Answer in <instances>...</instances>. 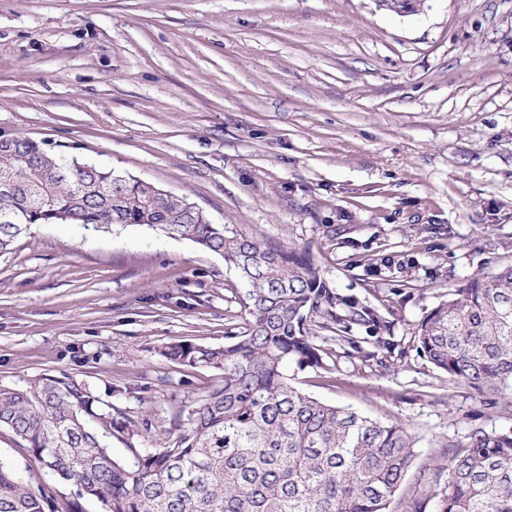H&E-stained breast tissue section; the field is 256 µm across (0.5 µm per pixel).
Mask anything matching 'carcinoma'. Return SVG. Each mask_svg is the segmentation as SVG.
<instances>
[{
  "label": "carcinoma",
  "instance_id": "obj_1",
  "mask_svg": "<svg viewBox=\"0 0 512 512\" xmlns=\"http://www.w3.org/2000/svg\"><path fill=\"white\" fill-rule=\"evenodd\" d=\"M2 214L16 223H0L1 254L35 224L140 226L222 256L245 284L248 318L224 348L165 350L176 363L224 369V385L176 415L167 435L130 463L113 458L88 422L110 435L133 432L134 421L99 407L85 385L62 375L0 390V428L58 480L105 512H389L415 461V437L401 422L302 393L288 370H327L342 355L387 368L403 352L386 318L337 293L306 252L214 224L186 199L133 177L73 170L22 136L0 148ZM350 324L367 325L369 335H342ZM413 342L451 381L500 396L512 414V266L453 294L418 324ZM437 447L447 464L434 512H512L511 430L478 427ZM0 512L77 510L0 465Z\"/></svg>",
  "mask_w": 512,
  "mask_h": 512
}]
</instances>
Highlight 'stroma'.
<instances>
[{"label": "stroma", "mask_w": 512, "mask_h": 512, "mask_svg": "<svg viewBox=\"0 0 512 512\" xmlns=\"http://www.w3.org/2000/svg\"><path fill=\"white\" fill-rule=\"evenodd\" d=\"M112 168L213 223L308 250L379 309L403 357L291 371L324 403L399 421L417 457L390 512L432 498L438 440L512 429L415 350L418 324L512 265V0H0V137ZM223 258L139 226L38 224L0 254V388L64 373L135 421L129 462L224 383L167 359L223 347L245 313ZM0 463L80 512L26 443Z\"/></svg>", "instance_id": "stroma-1"}]
</instances>
